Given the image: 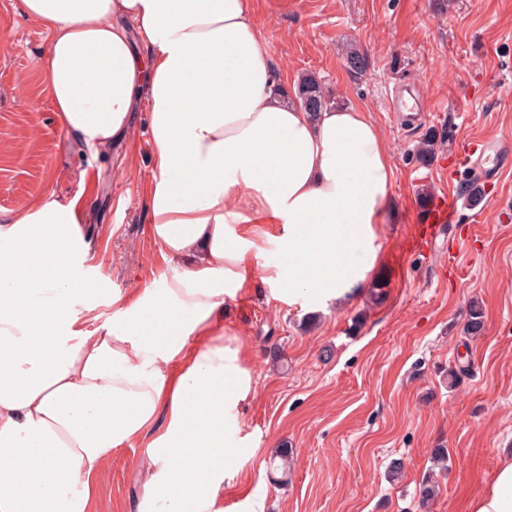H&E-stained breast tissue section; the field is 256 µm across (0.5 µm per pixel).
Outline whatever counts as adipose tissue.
I'll use <instances>...</instances> for the list:
<instances>
[{
    "mask_svg": "<svg viewBox=\"0 0 512 512\" xmlns=\"http://www.w3.org/2000/svg\"><path fill=\"white\" fill-rule=\"evenodd\" d=\"M48 33L39 78L89 151L130 137L146 101V207L163 267L113 293L78 200L53 190L0 225V512H90L113 450L146 440L140 512H223L242 450L226 437L253 390L224 304L252 272L312 309L347 300L376 260L392 186L361 108L306 112L254 27L251 0H20ZM147 54H139L137 45ZM282 257L262 263L261 241ZM512 512V457L471 504Z\"/></svg>",
    "mask_w": 512,
    "mask_h": 512,
    "instance_id": "ef3b65f1",
    "label": "adipose tissue"
}]
</instances>
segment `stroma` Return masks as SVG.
<instances>
[{
	"label": "stroma",
	"mask_w": 512,
	"mask_h": 512,
	"mask_svg": "<svg viewBox=\"0 0 512 512\" xmlns=\"http://www.w3.org/2000/svg\"><path fill=\"white\" fill-rule=\"evenodd\" d=\"M274 64L289 79L317 78L329 107L372 115L390 150L393 180L375 242L372 277L342 306L311 312L273 299L268 284L224 304V327L254 369L240 409L245 461L225 496L235 512H470L471 502L512 455V171L484 187L480 215L460 212L435 241L410 249L421 192L442 193L460 138L512 141V0H251ZM48 35L0 0V222L46 189L80 197L87 263L106 291L148 285L163 262L144 205L154 170L145 106L134 132L104 152L79 148L59 123L39 70ZM367 61L361 78L345 50ZM413 86L428 112L402 125L391 97ZM435 136V154L417 148ZM459 245L461 277L445 275ZM485 330L464 335L470 300ZM467 371L449 386V367ZM292 450L288 476L272 481L268 458ZM448 451L440 492L419 501L433 449ZM146 449L119 447L96 486L93 512H138ZM400 481L386 478L392 460Z\"/></svg>",
	"instance_id": "obj_1"
}]
</instances>
